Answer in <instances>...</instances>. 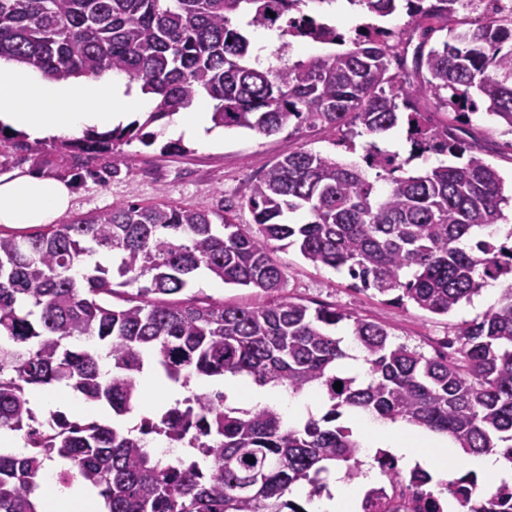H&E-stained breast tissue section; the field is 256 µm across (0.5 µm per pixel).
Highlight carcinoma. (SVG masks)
Here are the masks:
<instances>
[{
    "label": "carcinoma",
    "mask_w": 512,
    "mask_h": 512,
    "mask_svg": "<svg viewBox=\"0 0 512 512\" xmlns=\"http://www.w3.org/2000/svg\"><path fill=\"white\" fill-rule=\"evenodd\" d=\"M306 2L0 0L1 59L56 80L125 75L157 98L144 123L61 140L60 148L114 151L134 140L149 147L154 134L144 128L205 94L216 127L269 136L321 125L352 138L404 125L413 155L458 159L397 176L405 161L373 143L363 167L300 148L251 185V224L236 223L228 207L160 201L0 233V430L37 436L27 391L62 382L117 416L130 412L147 356L190 390L157 420L126 431L52 414L60 432L42 451L0 453V512H39L38 476L56 456L71 464L59 483L92 485L104 512H309L327 489L329 467L359 474L361 443L338 423L356 410L445 434L466 455L498 452L512 463V245L496 238L512 197L483 158L470 119L483 109L512 132V26L495 9L458 28L460 0H403L401 35L416 40L409 55L389 44L393 32L373 24L348 37L304 13ZM348 2L379 18L398 8L397 0ZM244 11L247 26L290 37L284 47H351L263 67L237 24ZM423 97L454 116L420 111ZM382 177L387 188L379 192ZM298 211L306 221L290 222ZM291 246L317 268L347 271L359 291L437 315L491 282L507 285L496 306L457 324L446 344L454 352L427 356L352 313L269 301L285 280L273 254ZM100 251L111 264L90 261ZM201 268L258 289L259 299L242 307L185 296ZM116 285L136 292L119 296ZM345 321L369 365L365 382L337 372L349 354L333 330ZM226 374L294 395L318 387L328 408L290 426L273 407L241 409L221 391L190 389L199 377ZM149 432L189 439L198 459L185 466L157 457L145 443ZM374 461L387 483L403 479L393 456L379 451ZM297 485L308 486L302 503L293 497ZM436 487L460 512H512L506 482L488 493L468 472ZM363 500L369 512L407 508L376 487Z\"/></svg>",
    "instance_id": "carcinoma-1"
}]
</instances>
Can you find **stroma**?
<instances>
[{"mask_svg": "<svg viewBox=\"0 0 512 512\" xmlns=\"http://www.w3.org/2000/svg\"><path fill=\"white\" fill-rule=\"evenodd\" d=\"M476 134L485 143V159L512 184V133L495 117L478 112L471 117ZM166 122L153 124L157 143L146 147L134 142L116 152L67 153L52 147L49 140H25L24 144L0 135V179L35 170L73 183L75 195L64 221L134 201L148 204L165 198L186 206L218 208L232 206L236 221H253L243 205L249 185L279 156L299 148L342 161L362 162L365 140L356 138L352 148L339 146L336 131L320 126L298 133L265 136L248 129H229L220 144H194L180 157L162 155ZM118 165L120 172L109 176L107 169ZM276 259L286 268L281 298L301 299L310 305L336 307L389 328L395 341L408 342L426 355H434L454 337V326L496 305L498 294L480 292L448 315H436L407 305L401 308L373 292L352 288L346 272L317 268L292 248L277 251Z\"/></svg>", "mask_w": 512, "mask_h": 512, "instance_id": "1", "label": "stroma"}]
</instances>
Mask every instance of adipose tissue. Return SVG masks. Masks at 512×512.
<instances>
[{"label": "adipose tissue", "instance_id": "obj_1", "mask_svg": "<svg viewBox=\"0 0 512 512\" xmlns=\"http://www.w3.org/2000/svg\"><path fill=\"white\" fill-rule=\"evenodd\" d=\"M153 95L123 75L105 79L73 78L37 82L31 69L0 59V127L45 139L68 132L100 131L125 123L136 113L155 106ZM169 133L210 144L219 141L220 129L210 120L206 102L181 112ZM70 184L37 173L23 174L0 183V224L32 226L48 224L70 206ZM367 449L388 448L404 468L426 461L428 456L447 455V438L419 430L408 431L395 422L366 420ZM377 470L365 471L360 484L347 483L342 473L330 477V496L322 497L314 512H347L355 506L364 486L379 482Z\"/></svg>", "mask_w": 512, "mask_h": 512}]
</instances>
